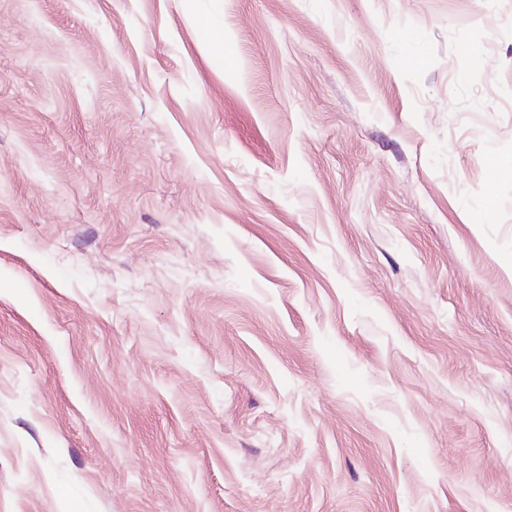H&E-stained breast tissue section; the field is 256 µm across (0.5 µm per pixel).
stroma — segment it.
I'll return each instance as SVG.
<instances>
[{
	"label": "stroma",
	"mask_w": 512,
	"mask_h": 512,
	"mask_svg": "<svg viewBox=\"0 0 512 512\" xmlns=\"http://www.w3.org/2000/svg\"><path fill=\"white\" fill-rule=\"evenodd\" d=\"M0 512H512V0H0Z\"/></svg>",
	"instance_id": "1"
}]
</instances>
